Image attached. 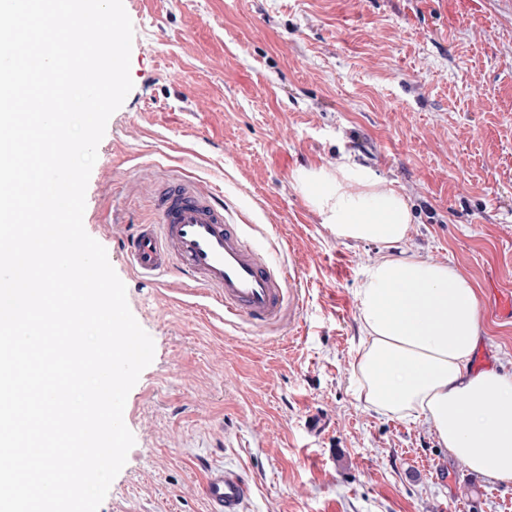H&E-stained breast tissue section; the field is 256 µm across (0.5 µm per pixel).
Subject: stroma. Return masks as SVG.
<instances>
[{
	"instance_id": "35a3bbf8",
	"label": "stroma",
	"mask_w": 512,
	"mask_h": 512,
	"mask_svg": "<svg viewBox=\"0 0 512 512\" xmlns=\"http://www.w3.org/2000/svg\"><path fill=\"white\" fill-rule=\"evenodd\" d=\"M133 88L110 117L83 225L154 342L124 421L135 438L99 512H209L208 467L243 473L244 512H512V486L449 459L422 420L357 398L358 289L379 247L337 239L299 169L350 155L407 199L403 247L479 295L474 367L512 374V0H130ZM212 187L272 262L293 322L258 331L204 288L137 273L123 236L159 182Z\"/></svg>"
}]
</instances>
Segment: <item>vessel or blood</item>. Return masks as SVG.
<instances>
[{"label": "vessel or blood", "mask_w": 512, "mask_h": 512, "mask_svg": "<svg viewBox=\"0 0 512 512\" xmlns=\"http://www.w3.org/2000/svg\"><path fill=\"white\" fill-rule=\"evenodd\" d=\"M154 223L140 225L125 242L132 267L153 278L172 267L207 288L219 311L264 329L293 308L292 275L252 248L213 192L189 179L169 182L159 194ZM203 493L211 512H241L249 493L240 474L208 470Z\"/></svg>", "instance_id": "b4317fda"}]
</instances>
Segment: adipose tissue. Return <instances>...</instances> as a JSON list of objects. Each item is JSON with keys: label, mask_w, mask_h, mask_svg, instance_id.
<instances>
[{"label": "adipose tissue", "mask_w": 512, "mask_h": 512, "mask_svg": "<svg viewBox=\"0 0 512 512\" xmlns=\"http://www.w3.org/2000/svg\"><path fill=\"white\" fill-rule=\"evenodd\" d=\"M295 180L338 239L380 247L364 267L352 365L365 408L424 419L450 458L512 486V376L472 368L483 334L476 288L451 265L393 255L408 237L410 207L350 156Z\"/></svg>", "instance_id": "obj_1"}]
</instances>
